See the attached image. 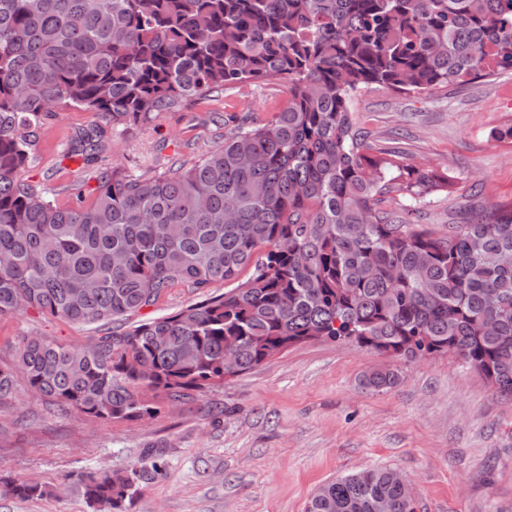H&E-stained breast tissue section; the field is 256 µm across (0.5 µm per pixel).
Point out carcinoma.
Returning <instances> with one entry per match:
<instances>
[{"instance_id": "cac0c4a2", "label": "carcinoma", "mask_w": 512, "mask_h": 512, "mask_svg": "<svg viewBox=\"0 0 512 512\" xmlns=\"http://www.w3.org/2000/svg\"><path fill=\"white\" fill-rule=\"evenodd\" d=\"M512 72V0H0V316L34 309L73 323L116 322L177 284L245 282L200 304L118 326L92 347L22 338L0 365L64 410L150 419V394L174 399L224 381L315 336L413 362L453 347L512 399V206L448 232L408 221L448 171L371 153L353 99L384 86L432 93ZM288 85L285 109L224 133L193 166L100 177L92 206L60 207L20 178L36 130L62 107L116 128L246 82ZM105 130L71 152L96 159ZM496 322L494 333L485 320ZM389 367L362 384L397 385ZM87 472L94 512H130L163 474ZM3 492L46 488L0 474ZM415 512L376 467L321 486L307 512Z\"/></svg>"}]
</instances>
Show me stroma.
<instances>
[{
	"instance_id": "obj_1",
	"label": "stroma",
	"mask_w": 512,
	"mask_h": 512,
	"mask_svg": "<svg viewBox=\"0 0 512 512\" xmlns=\"http://www.w3.org/2000/svg\"><path fill=\"white\" fill-rule=\"evenodd\" d=\"M288 89L254 82L194 97L175 111L118 127L95 161L72 156L77 134L103 118L63 108L39 129L21 177L59 206L91 205L99 176L121 167L152 176L192 164L224 141L225 125L282 110ZM374 150H400L409 164L447 170L448 192L419 205L418 223L447 232L498 205H512V144L490 133L512 124V74L451 84L434 93L374 85L353 102ZM186 284L165 291L137 320L172 314L224 293ZM106 326H83L27 309L0 317V363L19 339L43 336L82 346ZM391 366L393 388H362L363 373ZM144 422L63 414L17 381L0 401V469L41 483L22 500L0 494V512H90L81 489L55 491L65 477L124 471L161 453L162 479L143 485L132 512H306L313 492L374 467L399 470L418 512H512V402L449 355L407 363L334 342H311L181 400L156 399Z\"/></svg>"
}]
</instances>
